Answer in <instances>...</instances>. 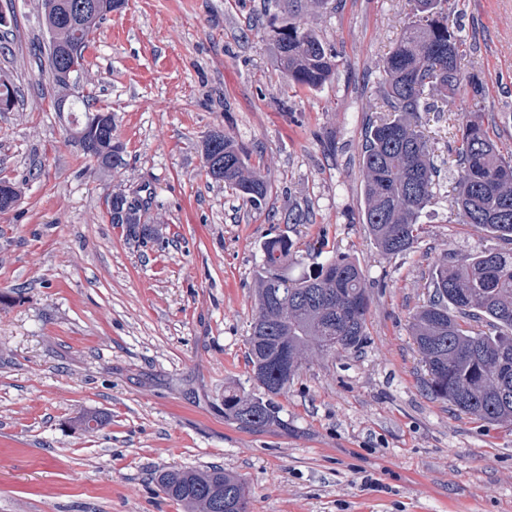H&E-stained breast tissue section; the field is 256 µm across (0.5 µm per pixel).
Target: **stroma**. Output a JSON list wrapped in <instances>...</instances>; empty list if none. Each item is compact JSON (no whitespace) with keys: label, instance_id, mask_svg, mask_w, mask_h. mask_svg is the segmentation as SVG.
Masks as SVG:
<instances>
[{"label":"stroma","instance_id":"1","mask_svg":"<svg viewBox=\"0 0 512 512\" xmlns=\"http://www.w3.org/2000/svg\"><path fill=\"white\" fill-rule=\"evenodd\" d=\"M274 0H127L101 21L82 85L111 112L123 164L104 171L70 138L43 48L38 0H0V512H184L155 477L221 466L251 512H512V424L431 399L411 324L441 254L502 241L458 223L448 144L471 113L512 151V0H457L468 91L420 113L440 173L406 253L386 257L359 221L364 128L385 116L383 61L414 0H331L303 18L336 49L318 89L293 84L272 40ZM226 133L268 185L246 206L206 173L202 142ZM144 199L157 234L111 223L106 200ZM304 224H285L288 211ZM295 243L293 275L334 254L358 261L371 295L360 350L310 355L277 396L283 426L224 416V392L256 393L247 338L260 244ZM96 431L72 430L86 412Z\"/></svg>","mask_w":512,"mask_h":512}]
</instances>
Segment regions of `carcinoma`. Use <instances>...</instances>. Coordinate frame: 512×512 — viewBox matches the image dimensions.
I'll list each match as a JSON object with an SVG mask.
<instances>
[{"mask_svg":"<svg viewBox=\"0 0 512 512\" xmlns=\"http://www.w3.org/2000/svg\"><path fill=\"white\" fill-rule=\"evenodd\" d=\"M123 6V0H41L42 26L49 35L48 65L59 95L69 97L68 111L82 113L96 128L86 140H74L99 168L122 165V148L112 143V116L90 111L81 78L84 52L95 26ZM297 15L272 26L282 68L293 83L317 89L331 77L336 50L323 42ZM415 20L405 29L383 63L380 83L390 115L368 122L361 152L364 224L375 247L386 256L413 248L419 218L435 199L438 170L418 114L429 99L446 100L460 92L464 40L448 14V0H415ZM77 63L72 82L60 72ZM207 174L232 189L254 209L265 204L268 187L248 166L247 147L213 132L203 141ZM452 162L457 179L451 206L471 224L512 244V154L506 156L490 137L484 115L472 113L455 136ZM12 181H0V212L17 202ZM111 223L133 229L142 223V206L122 193L107 204ZM293 242L278 233L261 243L262 267L255 292L254 322L248 338L253 380L261 395L224 392V417L248 430L283 425L274 397L288 388L299 370L283 377L279 360L303 361L313 353L351 352L366 336L370 292L359 263L331 256L314 276H288ZM433 288L413 318L411 332L422 357L430 395L486 423H512V249L488 250L463 261L448 255L432 269ZM288 301L283 313L273 295ZM157 484L186 512H224L231 499L234 512H248L249 491L236 475L222 468H172L159 473Z\"/></svg>","mask_w":512,"mask_h":512,"instance_id":"obj_1","label":"carcinoma"}]
</instances>
